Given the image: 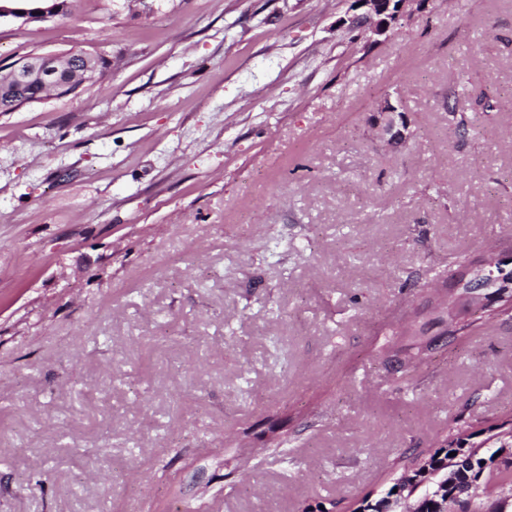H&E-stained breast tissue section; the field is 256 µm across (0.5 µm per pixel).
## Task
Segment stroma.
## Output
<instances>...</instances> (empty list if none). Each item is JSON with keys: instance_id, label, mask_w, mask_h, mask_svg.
<instances>
[{"instance_id": "stroma-1", "label": "stroma", "mask_w": 512, "mask_h": 512, "mask_svg": "<svg viewBox=\"0 0 512 512\" xmlns=\"http://www.w3.org/2000/svg\"><path fill=\"white\" fill-rule=\"evenodd\" d=\"M360 13L0 21V69L109 63L0 112V512H355L512 418V321L452 341L437 308L458 256L512 270V0H409L375 43Z\"/></svg>"}]
</instances>
